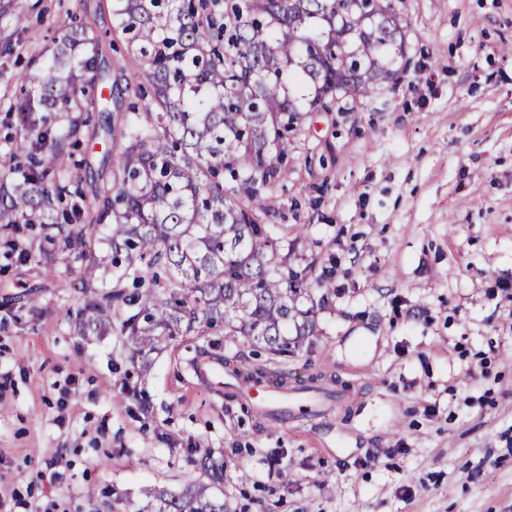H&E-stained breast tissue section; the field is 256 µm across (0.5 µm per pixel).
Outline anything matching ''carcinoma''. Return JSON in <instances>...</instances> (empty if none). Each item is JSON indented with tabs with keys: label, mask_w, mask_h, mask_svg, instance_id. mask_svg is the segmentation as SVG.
<instances>
[{
	"label": "carcinoma",
	"mask_w": 512,
	"mask_h": 512,
	"mask_svg": "<svg viewBox=\"0 0 512 512\" xmlns=\"http://www.w3.org/2000/svg\"><path fill=\"white\" fill-rule=\"evenodd\" d=\"M112 16L144 64L134 96L150 102L110 115L123 90L98 62L97 22L71 16L47 61L14 75L23 95L8 111L22 134L4 142L12 178L0 181V243L24 264L20 225H42L78 268L77 333L119 331L144 372L182 336L242 337L272 354L301 348L317 328L299 302L336 294L333 273L313 281L291 265L262 222L274 198L260 214L252 200L279 180L304 113L361 104L396 80L404 41L393 0H115ZM23 23L16 0H0V44L11 48ZM99 103L117 151L94 172L75 148L80 113ZM101 224L107 286L90 254ZM201 469L208 482L180 494L144 493L158 512H224L212 492L224 460L208 456Z\"/></svg>",
	"instance_id": "obj_1"
}]
</instances>
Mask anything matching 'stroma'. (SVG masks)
<instances>
[{"instance_id": "obj_1", "label": "stroma", "mask_w": 512, "mask_h": 512, "mask_svg": "<svg viewBox=\"0 0 512 512\" xmlns=\"http://www.w3.org/2000/svg\"><path fill=\"white\" fill-rule=\"evenodd\" d=\"M113 0H17L9 77L71 13L97 17L100 59L135 78ZM405 73L294 134L266 223L292 264L332 267L312 345L274 355L223 337L224 359L349 388L311 425L271 424L185 369L203 336L137 374L126 337L80 336L63 248L0 251V497L12 512H155L145 488L203 481L224 459L227 512H512V0H395ZM37 286V303L19 297Z\"/></svg>"}]
</instances>
